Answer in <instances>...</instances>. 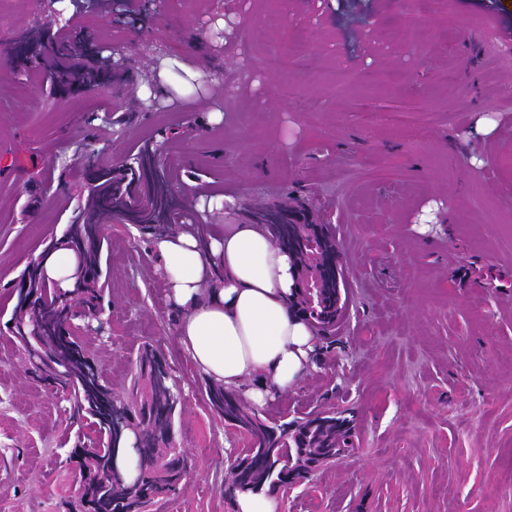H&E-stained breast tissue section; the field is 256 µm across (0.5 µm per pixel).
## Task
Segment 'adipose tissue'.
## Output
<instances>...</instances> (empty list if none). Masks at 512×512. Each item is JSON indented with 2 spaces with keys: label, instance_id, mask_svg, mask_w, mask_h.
I'll return each mask as SVG.
<instances>
[{
  "label": "adipose tissue",
  "instance_id": "adipose-tissue-1",
  "mask_svg": "<svg viewBox=\"0 0 512 512\" xmlns=\"http://www.w3.org/2000/svg\"><path fill=\"white\" fill-rule=\"evenodd\" d=\"M228 201L225 195L208 201L209 208L223 210L224 222L207 244L180 226L155 238L152 249L180 314L182 353L197 373L230 389L258 378L247 396L260 404L309 375L319 336L292 305L289 254L272 243L264 225L240 223ZM37 260L48 282L69 286L78 263L73 251L51 242ZM219 268L224 277L218 281Z\"/></svg>",
  "mask_w": 512,
  "mask_h": 512
}]
</instances>
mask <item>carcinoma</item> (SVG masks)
<instances>
[{"mask_svg":"<svg viewBox=\"0 0 512 512\" xmlns=\"http://www.w3.org/2000/svg\"><path fill=\"white\" fill-rule=\"evenodd\" d=\"M92 40L71 37L60 41L59 50L45 57L42 72L53 85L94 87L112 80L124 72L125 65L112 67V55L100 56L92 66L84 64L91 52ZM97 154L75 149L72 158L63 161V167L81 165L87 173L80 187L68 188V196L77 199L78 215L67 225L63 243L67 247L79 246L84 263V277L72 288L58 285L49 288L41 278L40 264H29L22 277L30 278L39 289L36 307L32 311L33 346L40 347L48 359L40 371L27 372V376L48 388H62L63 399L70 403L71 422L91 420L105 437L113 436L112 424L123 422L129 428L141 430L140 445L144 448L141 462V484L135 491L121 487L108 488L89 482L88 493L94 512H150V508L177 490L179 483L169 481L165 475H174L179 465L190 461L185 449L174 446L176 418L182 414L181 392L171 367L155 368L156 351L143 347L132 362L130 376L116 387L108 381L102 370L100 349L85 340L89 322L100 320L105 311V285L102 277V249L107 240L104 227L112 214L124 210L125 199L137 191L146 197L145 206L129 218L144 236H161L175 227L173 220L184 217L177 195L181 191L166 177H157L154 169L160 167L156 154L141 148L134 165L116 174L99 166ZM245 222L265 224L272 238L288 229L280 222V209L274 205L263 211H249ZM60 329L66 336H56ZM62 339L75 350L85 353L86 359L74 363L57 354V340ZM205 395L209 408L225 423L236 427L251 439L265 443L272 452V463L254 462L247 467L252 489L273 486L271 470L274 464L286 469L291 460L302 454L320 452L336 455V449L350 446V429L336 424L330 418L311 422L288 424L269 421L262 413L252 410L233 389L224 384L205 381ZM74 457L79 459L82 473L89 477L101 469L103 455L97 450L76 445Z\"/></svg>","mask_w":512,"mask_h":512,"instance_id":"cac0c4a2","label":"carcinoma"}]
</instances>
